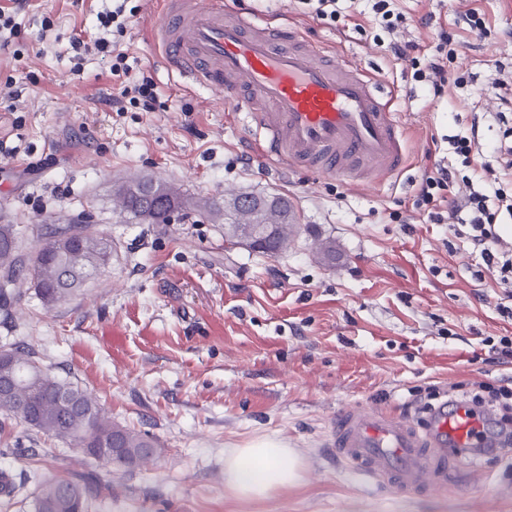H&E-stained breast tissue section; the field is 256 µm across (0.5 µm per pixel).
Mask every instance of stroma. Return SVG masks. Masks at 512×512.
<instances>
[{"instance_id": "obj_1", "label": "stroma", "mask_w": 512, "mask_h": 512, "mask_svg": "<svg viewBox=\"0 0 512 512\" xmlns=\"http://www.w3.org/2000/svg\"><path fill=\"white\" fill-rule=\"evenodd\" d=\"M109 3L29 0L18 37L0 51V140L18 149L0 153V225H13L16 255L30 262L53 225L85 227L112 249L108 265L51 304L18 272L14 301L0 311V347L32 352L164 452L120 468L0 414V472L16 484L94 474L90 512H512V457L484 458L482 472L450 487L399 491L325 447L340 411L363 405L417 425L423 405L451 387L512 379V361L490 358L485 344L512 336L494 274L461 225L429 223L413 206L437 167L474 175L447 136L478 125L481 159H492L494 115L512 83V0H396L413 18L397 39L431 50L442 27L463 43L438 96L409 62L374 45L368 0H356L342 29L299 0H237L246 12L287 16L393 93L406 166L360 186L282 169L255 154L256 131L219 93L183 90L156 60L160 0H126L135 16L121 42L132 71L112 76L92 47L95 14ZM471 8L489 19L484 37L456 25ZM78 28L90 49L77 60ZM146 81L152 109L138 101L113 111L122 85ZM135 177L179 188L184 204L170 223L121 211L114 189ZM228 192L288 196L301 233L274 257L228 244L223 219L209 215ZM261 440L294 450L297 483L262 500L231 497L226 454Z\"/></svg>"}]
</instances>
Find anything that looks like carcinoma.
Returning <instances> with one entry per match:
<instances>
[{"label": "carcinoma", "instance_id": "1", "mask_svg": "<svg viewBox=\"0 0 512 512\" xmlns=\"http://www.w3.org/2000/svg\"><path fill=\"white\" fill-rule=\"evenodd\" d=\"M122 209L134 219L151 224L170 223L171 213L182 201L172 186L152 179L135 178L116 189ZM224 220L234 223L248 214L253 223L271 229L263 254L275 256L299 232L288 198L270 195L261 207L225 203ZM78 240L62 247V237ZM15 230L0 225V267L7 277L16 272ZM111 248L83 227H55L45 234L35 251L27 275L41 297L56 302L79 287L90 271L109 262ZM0 368L17 381V392L0 397V411L25 422L36 431L77 448H109L100 459L119 467L141 465L163 451L146 433L121 426L105 415L97 400L81 388L44 369L29 352L7 350ZM93 480L54 477L38 482L31 496V512H89Z\"/></svg>", "mask_w": 512, "mask_h": 512}]
</instances>
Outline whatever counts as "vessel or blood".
<instances>
[{"mask_svg":"<svg viewBox=\"0 0 512 512\" xmlns=\"http://www.w3.org/2000/svg\"><path fill=\"white\" fill-rule=\"evenodd\" d=\"M152 30L162 67L186 89L218 92L225 111L247 113L261 154L356 184H381L402 169L390 100L360 65L309 44L299 29L229 0H162ZM492 419L443 401L417 427L358 407L337 414L330 450L395 488L445 486L456 483L465 450L487 447Z\"/></svg>","mask_w":512,"mask_h":512,"instance_id":"vessel-or-blood-1","label":"vessel or blood"}]
</instances>
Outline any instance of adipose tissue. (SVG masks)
I'll return each mask as SVG.
<instances>
[{
    "mask_svg": "<svg viewBox=\"0 0 512 512\" xmlns=\"http://www.w3.org/2000/svg\"><path fill=\"white\" fill-rule=\"evenodd\" d=\"M291 449L272 441L231 449L224 460L227 488L240 499H264L296 483Z\"/></svg>",
    "mask_w": 512,
    "mask_h": 512,
    "instance_id": "adipose-tissue-1",
    "label": "adipose tissue"
}]
</instances>
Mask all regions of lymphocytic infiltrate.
Wrapping results in <instances>:
<instances>
[{
    "mask_svg": "<svg viewBox=\"0 0 512 512\" xmlns=\"http://www.w3.org/2000/svg\"><path fill=\"white\" fill-rule=\"evenodd\" d=\"M456 40L447 31H439L436 51L431 56L421 54L419 44L412 41H390L387 49L394 59L411 61L416 81L430 86L434 93H441L448 82V64L455 55ZM448 143L462 166H479L477 180H465V192L459 202L449 210H442L443 192L455 177L454 170L437 168L436 172L422 180L416 191L415 209L426 211L432 223L442 224L456 219L459 213H466L470 231L468 238L479 248L487 268L496 271L498 282L512 288V247L504 243L496 230V212L505 210L512 216V195L503 184L512 181V143L498 140L492 147L495 164H477L480 142L477 135L449 137ZM461 403L471 411L492 409L497 411L498 426L512 424V389L481 382L474 391L463 393Z\"/></svg>",
    "mask_w": 512,
    "mask_h": 512,
    "instance_id": "f902f5d3",
    "label": "lymphocytic infiltrate"
}]
</instances>
